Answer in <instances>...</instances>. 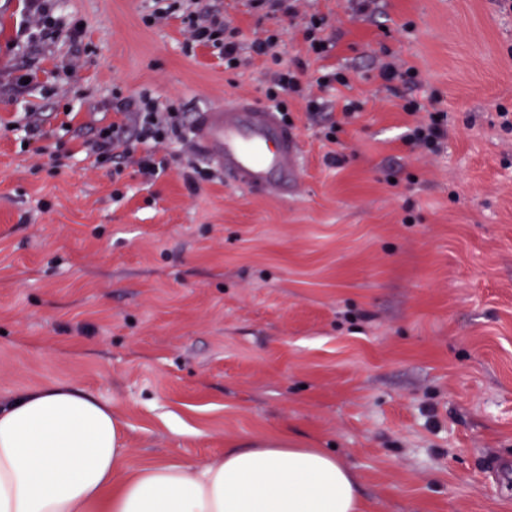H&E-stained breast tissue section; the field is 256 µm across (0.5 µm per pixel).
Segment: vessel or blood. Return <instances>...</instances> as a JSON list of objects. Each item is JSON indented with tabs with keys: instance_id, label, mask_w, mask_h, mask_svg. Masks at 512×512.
I'll list each match as a JSON object with an SVG mask.
<instances>
[{
	"instance_id": "vessel-or-blood-1",
	"label": "vessel or blood",
	"mask_w": 512,
	"mask_h": 512,
	"mask_svg": "<svg viewBox=\"0 0 512 512\" xmlns=\"http://www.w3.org/2000/svg\"><path fill=\"white\" fill-rule=\"evenodd\" d=\"M196 144L230 180L263 196L284 197L298 173L297 135L279 112L237 100L195 118Z\"/></svg>"
}]
</instances>
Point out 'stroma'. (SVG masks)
I'll list each match as a JSON object with an SVG mask.
<instances>
[{"label": "stroma", "mask_w": 512, "mask_h": 512, "mask_svg": "<svg viewBox=\"0 0 512 512\" xmlns=\"http://www.w3.org/2000/svg\"><path fill=\"white\" fill-rule=\"evenodd\" d=\"M174 0H57L82 45L24 29L0 0V398L65 383L109 403L124 471L203 464L247 438L334 451L364 512H512V14L494 0H298L297 17L209 0L240 63L188 47ZM331 51L306 58L304 16ZM279 33L305 58L311 115L284 96L300 147L287 199L214 172L173 143L149 180L86 156L83 140L149 91L184 113L267 104ZM418 72L384 81L379 64ZM326 71L349 87H321ZM26 77L21 91L8 77ZM362 104L344 118L343 99ZM448 112L435 153L407 142L406 100ZM37 114L50 140L23 143ZM336 143L322 139L329 121Z\"/></svg>", "instance_id": "obj_1"}]
</instances>
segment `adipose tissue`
<instances>
[{
  "label": "adipose tissue",
  "instance_id": "obj_1",
  "mask_svg": "<svg viewBox=\"0 0 512 512\" xmlns=\"http://www.w3.org/2000/svg\"><path fill=\"white\" fill-rule=\"evenodd\" d=\"M126 453L111 407L68 384L0 400V512H362L355 475L319 448L258 438L200 466Z\"/></svg>",
  "mask_w": 512,
  "mask_h": 512
}]
</instances>
